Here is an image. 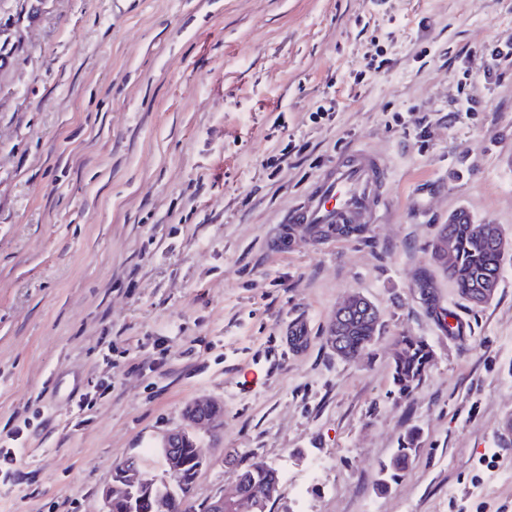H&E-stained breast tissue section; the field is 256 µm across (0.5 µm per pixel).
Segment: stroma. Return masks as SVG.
<instances>
[{"label":"stroma","mask_w":512,"mask_h":512,"mask_svg":"<svg viewBox=\"0 0 512 512\" xmlns=\"http://www.w3.org/2000/svg\"><path fill=\"white\" fill-rule=\"evenodd\" d=\"M506 44L512 0H0V441L26 435L0 512H100L204 396L197 502L263 460L270 512H512V258L481 307L431 261L460 210L512 242ZM352 146L386 168L368 233L278 247ZM355 293L381 327L347 362L326 336ZM396 336L433 349L406 397ZM223 413L224 406L210 398L196 399L185 408L187 421L195 429L213 427L216 421L222 418ZM418 435L415 429L410 428L406 431L398 448L391 456L388 464H384L382 472L384 478L378 485L380 492H388L392 483H397L402 474L409 468L412 457L417 451Z\"/></svg>","instance_id":"obj_1"}]
</instances>
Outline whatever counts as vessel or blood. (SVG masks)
<instances>
[{"instance_id":"b4317fda","label":"vessel or blood","mask_w":512,"mask_h":512,"mask_svg":"<svg viewBox=\"0 0 512 512\" xmlns=\"http://www.w3.org/2000/svg\"><path fill=\"white\" fill-rule=\"evenodd\" d=\"M385 166L364 150L344 156L315 182L305 202L289 210L284 230L304 228L310 237L334 241L340 224H369L383 195Z\"/></svg>"}]
</instances>
